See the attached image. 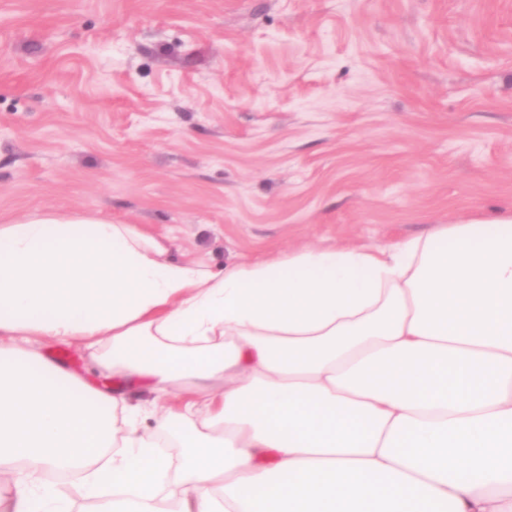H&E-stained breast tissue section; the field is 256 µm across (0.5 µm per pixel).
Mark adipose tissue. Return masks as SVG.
<instances>
[{"mask_svg": "<svg viewBox=\"0 0 512 512\" xmlns=\"http://www.w3.org/2000/svg\"><path fill=\"white\" fill-rule=\"evenodd\" d=\"M165 253L93 213L0 225V474L78 471L110 512H512V212L220 273ZM47 341L152 392L154 428ZM5 510L68 512L26 481ZM40 353L46 359L66 355L65 366L83 375L91 384H94L95 378L89 372V368L92 366L90 354L83 348L77 345L46 342L41 346Z\"/></svg>", "mask_w": 512, "mask_h": 512, "instance_id": "obj_1", "label": "adipose tissue"}]
</instances>
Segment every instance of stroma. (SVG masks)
<instances>
[{
  "mask_svg": "<svg viewBox=\"0 0 512 512\" xmlns=\"http://www.w3.org/2000/svg\"><path fill=\"white\" fill-rule=\"evenodd\" d=\"M213 271L512 210V0H0V224Z\"/></svg>",
  "mask_w": 512,
  "mask_h": 512,
  "instance_id": "stroma-1",
  "label": "stroma"
}]
</instances>
